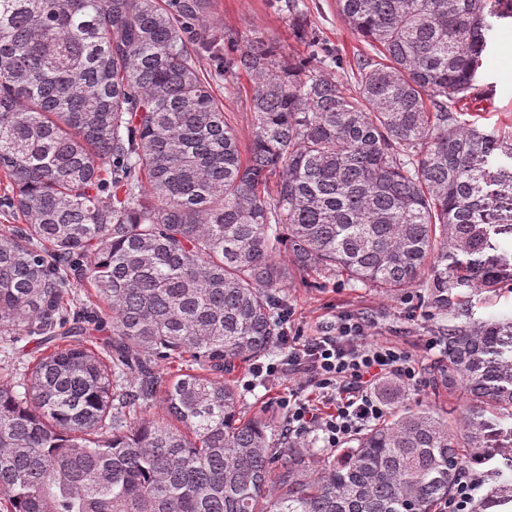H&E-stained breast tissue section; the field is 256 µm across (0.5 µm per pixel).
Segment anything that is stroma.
I'll list each match as a JSON object with an SVG mask.
<instances>
[{
	"label": "stroma",
	"instance_id": "1",
	"mask_svg": "<svg viewBox=\"0 0 512 512\" xmlns=\"http://www.w3.org/2000/svg\"><path fill=\"white\" fill-rule=\"evenodd\" d=\"M313 24L322 32L330 45L338 48L347 58H354L368 50L367 44L345 26L336 11V0H308ZM206 28L221 33L231 31L239 38L250 37L254 30L271 35L281 50L295 47L288 28L286 15L272 8L270 0H209L204 15ZM236 82L241 94L224 93L223 77H216L213 89L224 105L241 148H248L252 140V117L249 99L244 90L250 80L238 75ZM477 99L473 112L478 113L479 125L488 132L512 135V19L495 21L490 34L489 50L483 59L476 81ZM427 293L425 283H417L408 290L385 296L374 288L348 286L341 278L325 276L294 281L288 290V306L292 311L289 330L306 336L315 334L325 323L335 321L340 314L350 312L366 317L373 324L375 340L392 341L409 350H416L422 339L438 335L447 325L444 314L427 315L422 300ZM433 363H425L422 370L424 383L420 390H402L398 398L389 402L391 411L406 408L429 407L449 412L461 418L465 410L462 394H435L432 388ZM248 373H241L240 391L246 414L262 412L275 422L284 417L278 404L287 395V385L245 388Z\"/></svg>",
	"mask_w": 512,
	"mask_h": 512
}]
</instances>
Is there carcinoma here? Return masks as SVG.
<instances>
[{
    "label": "carcinoma",
    "instance_id": "cac0c4a2",
    "mask_svg": "<svg viewBox=\"0 0 512 512\" xmlns=\"http://www.w3.org/2000/svg\"><path fill=\"white\" fill-rule=\"evenodd\" d=\"M206 5L0 0V336L46 348L0 381V512H440L464 451L512 468V317L472 318L512 286V137L463 118L512 0H336L373 52L353 92L305 0L273 4L288 55L192 27ZM240 74L245 153L211 83ZM314 273L424 280L465 318L432 378L462 420L396 413L323 453L246 416L232 375ZM490 477L474 512L512 503Z\"/></svg>",
    "mask_w": 512,
    "mask_h": 512
}]
</instances>
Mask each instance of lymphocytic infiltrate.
<instances>
[{
	"instance_id": "obj_1",
	"label": "lymphocytic infiltrate",
	"mask_w": 512,
	"mask_h": 512,
	"mask_svg": "<svg viewBox=\"0 0 512 512\" xmlns=\"http://www.w3.org/2000/svg\"><path fill=\"white\" fill-rule=\"evenodd\" d=\"M367 319L344 314L317 334L285 338L282 359L256 363L253 377L297 379L283 406L290 434H316L324 447L337 448L386 417L389 407L374 392L382 379L419 389L415 355L388 342L368 339Z\"/></svg>"
}]
</instances>
